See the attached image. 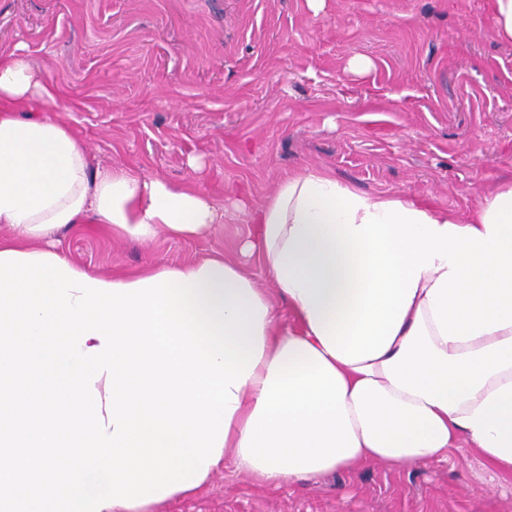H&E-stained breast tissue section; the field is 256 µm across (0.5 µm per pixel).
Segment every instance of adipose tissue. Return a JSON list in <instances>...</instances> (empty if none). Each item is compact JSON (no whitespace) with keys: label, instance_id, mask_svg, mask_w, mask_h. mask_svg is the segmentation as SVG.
<instances>
[{"label":"adipose tissue","instance_id":"ef3b65f1","mask_svg":"<svg viewBox=\"0 0 512 512\" xmlns=\"http://www.w3.org/2000/svg\"><path fill=\"white\" fill-rule=\"evenodd\" d=\"M69 109L0 53V512H151L228 460L276 490L473 448L512 478V181L462 218L304 168L237 205L275 293L223 256L110 276L56 232L199 238L225 209L96 166Z\"/></svg>","mask_w":512,"mask_h":512}]
</instances>
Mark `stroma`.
<instances>
[{
	"instance_id": "obj_1",
	"label": "stroma",
	"mask_w": 512,
	"mask_h": 512,
	"mask_svg": "<svg viewBox=\"0 0 512 512\" xmlns=\"http://www.w3.org/2000/svg\"><path fill=\"white\" fill-rule=\"evenodd\" d=\"M24 45L58 82L95 164H123L219 203L262 201L288 173L330 169L368 194H408L467 216L512 180V44L489 0H0V50ZM372 67L353 72V58ZM251 227L212 236H107L93 218L61 248L104 275L150 263L240 257L273 291ZM480 456L398 469L368 463L260 488L232 463L163 512H512V479L480 481Z\"/></svg>"
}]
</instances>
